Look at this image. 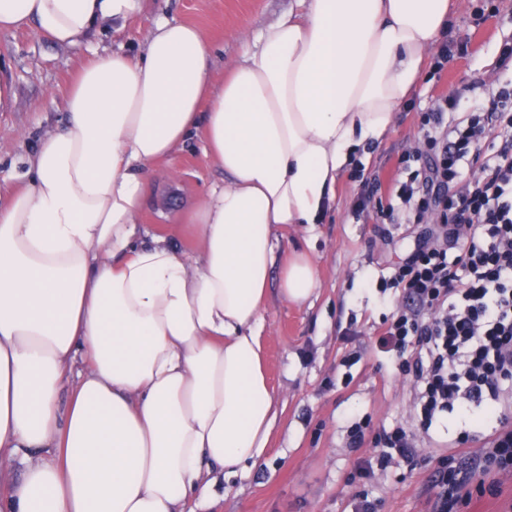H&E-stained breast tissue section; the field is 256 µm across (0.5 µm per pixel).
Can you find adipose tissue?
Masks as SVG:
<instances>
[{
    "instance_id": "obj_1",
    "label": "adipose tissue",
    "mask_w": 512,
    "mask_h": 512,
    "mask_svg": "<svg viewBox=\"0 0 512 512\" xmlns=\"http://www.w3.org/2000/svg\"><path fill=\"white\" fill-rule=\"evenodd\" d=\"M300 6L219 83L201 31L164 17L139 56L105 50L80 68L66 124L0 209V512H186L206 503L213 468L266 448L274 229L321 222L357 148L382 140L417 89L453 0ZM143 9L0 0V31L32 24L77 49ZM195 132L226 182L195 210L190 259L143 241L138 215L152 165ZM318 286L307 254L286 258L283 300ZM79 358L88 370L67 382Z\"/></svg>"
}]
</instances>
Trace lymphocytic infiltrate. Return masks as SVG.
<instances>
[{
	"mask_svg": "<svg viewBox=\"0 0 512 512\" xmlns=\"http://www.w3.org/2000/svg\"><path fill=\"white\" fill-rule=\"evenodd\" d=\"M497 63L506 79L482 85L470 105L442 97L422 114L421 145L401 159L407 178L379 209H404L424 227L381 283L403 302L380 347L412 376L425 432L464 408H512V41ZM492 465L512 469L504 422L472 469L436 480L433 512L467 500L473 475Z\"/></svg>",
	"mask_w": 512,
	"mask_h": 512,
	"instance_id": "f902f5d3",
	"label": "lymphocytic infiltrate"
}]
</instances>
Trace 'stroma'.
Listing matches in <instances>:
<instances>
[{"label": "stroma", "instance_id": "obj_1", "mask_svg": "<svg viewBox=\"0 0 512 512\" xmlns=\"http://www.w3.org/2000/svg\"><path fill=\"white\" fill-rule=\"evenodd\" d=\"M298 0H147L143 12L120 32L103 28L77 51L58 48L35 27L0 32V68L9 75L14 98L0 112V204L19 188L25 160L38 142L67 119L65 96L79 67L95 52L123 48L136 53L155 20L197 27L213 51V76L223 79L245 39L280 16L298 10ZM512 35V0H455L447 32L449 47L464 46L441 76L422 79L413 97L397 112L389 134L359 147L354 166L336 184V199L322 224L307 233L300 224L276 229V261L292 249L310 254L320 286L312 300L295 306L279 295L271 277L264 310L262 343L278 417L261 458L234 475L212 471L213 498L205 512H352L365 493L377 512H432L431 476L437 466L456 473L465 466L451 455L448 441L465 433L478 451L491 426L457 418L419 434L416 464L394 459L386 468L361 475V459L377 455L382 429L401 425L417 431L415 388L396 364L378 353V331L393 312L396 297L378 285L381 270L412 248L420 225L405 214L390 221L369 209L354 215L363 190L354 176L388 183L399 159L417 146L421 115L439 97L461 92L473 82L496 76L497 47ZM224 174L206 157L200 136L188 138L172 158L154 164L139 222L145 238L164 236L187 257L198 245L192 224L197 204L222 183ZM365 422L361 447L351 445L350 427ZM490 479L497 491L473 494L453 512H512V471Z\"/></svg>", "mask_w": 512, "mask_h": 512}]
</instances>
